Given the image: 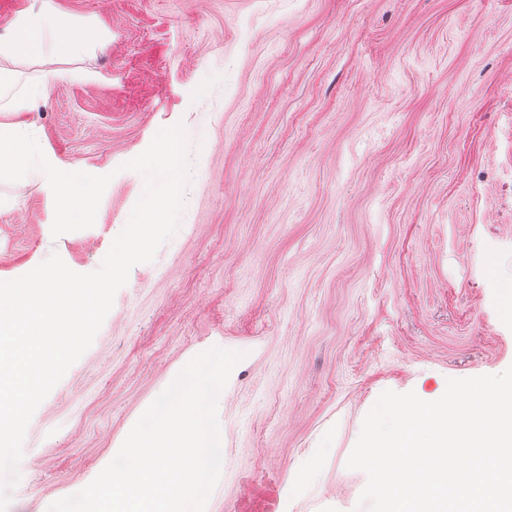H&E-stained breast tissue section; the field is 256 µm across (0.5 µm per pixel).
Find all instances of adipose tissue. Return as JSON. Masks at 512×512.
Wrapping results in <instances>:
<instances>
[{
	"mask_svg": "<svg viewBox=\"0 0 512 512\" xmlns=\"http://www.w3.org/2000/svg\"><path fill=\"white\" fill-rule=\"evenodd\" d=\"M103 39L99 29L75 25L46 2L38 11L28 12L14 23L12 37H0V55L35 58L49 47L80 55Z\"/></svg>",
	"mask_w": 512,
	"mask_h": 512,
	"instance_id": "ef3b65f1",
	"label": "adipose tissue"
}]
</instances>
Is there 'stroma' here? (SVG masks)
I'll list each match as a JSON object with an SVG mask.
<instances>
[{"mask_svg":"<svg viewBox=\"0 0 512 512\" xmlns=\"http://www.w3.org/2000/svg\"><path fill=\"white\" fill-rule=\"evenodd\" d=\"M50 3L112 40L0 57L20 76L0 124L111 181L94 225L57 238L46 185H0V281L53 253L99 268L144 188L124 164L161 128L184 125L195 174L179 230L35 411L9 512L90 484L214 346L244 357L206 512H354L365 477L346 463L383 391L512 366V0Z\"/></svg>","mask_w":512,"mask_h":512,"instance_id":"stroma-1","label":"stroma"}]
</instances>
